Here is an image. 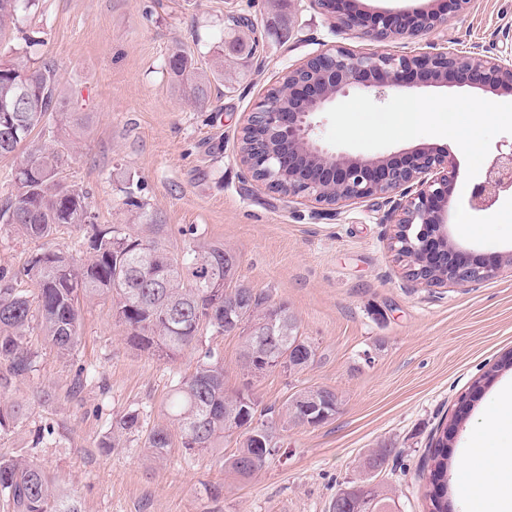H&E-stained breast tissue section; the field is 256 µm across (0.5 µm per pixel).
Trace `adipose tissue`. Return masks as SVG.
Returning <instances> with one entry per match:
<instances>
[{
	"label": "adipose tissue",
	"mask_w": 512,
	"mask_h": 512,
	"mask_svg": "<svg viewBox=\"0 0 512 512\" xmlns=\"http://www.w3.org/2000/svg\"><path fill=\"white\" fill-rule=\"evenodd\" d=\"M486 426L493 441L470 442L464 460L476 465L475 477L489 495L493 512H512V384L496 394Z\"/></svg>",
	"instance_id": "adipose-tissue-1"
}]
</instances>
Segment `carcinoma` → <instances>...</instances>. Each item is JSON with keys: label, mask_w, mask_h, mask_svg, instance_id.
Masks as SVG:
<instances>
[{"label": "carcinoma", "mask_w": 512, "mask_h": 512, "mask_svg": "<svg viewBox=\"0 0 512 512\" xmlns=\"http://www.w3.org/2000/svg\"><path fill=\"white\" fill-rule=\"evenodd\" d=\"M32 0H0V32L15 23L21 5ZM0 158L13 157L49 114L65 127L82 128L88 114L68 108L58 94L55 65L47 60L34 66L28 56L0 57ZM169 74L200 104L208 97L207 76L198 71L196 60L176 50L167 60ZM65 153L53 143L32 146L15 168V192L0 205V223L10 225L36 240H49L61 226L94 224L88 197L59 180ZM125 204L142 222L140 232L94 229L89 240L92 259L80 262L62 250L37 254L30 267L35 292L0 283V387L13 377L28 374L34 355L24 339L37 325L58 353L68 355L79 341L80 300L98 296L112 299L115 316L128 330L129 342L141 351L174 358L199 341L201 331L224 335V277L238 273L239 262L222 245L190 246L174 257L162 245L164 225L157 223L133 186H128ZM252 305V317L261 326L244 335L241 357L251 372L266 362L275 367L282 355L269 336H285L296 345L294 366L310 365L316 349L298 336L296 317L284 303L273 304L270 296L252 288H236ZM323 388L300 391L276 410L259 409V402L246 390H224V360L207 350L194 372L177 380L168 399L171 424L181 433L182 447L198 457L214 458L223 453L224 439L236 436L238 451L225 459L232 473L251 478L279 451V425L300 424L304 407L321 401ZM273 447H263L252 437L255 416ZM20 409L0 405V434L8 433L20 419ZM144 435L143 447L154 460L165 458L170 448V429L165 425L143 428L138 412H128L112 422L103 447H123L129 433ZM394 448L381 444L360 465L359 476L349 487L362 488L374 512H391L389 498L375 479L393 458ZM429 512H450L448 507V436L439 437L429 449ZM0 500L6 512H81L78 500L61 490L37 464L23 458L0 457ZM332 512H365V503L343 490L331 503Z\"/></svg>", "instance_id": "obj_1"}]
</instances>
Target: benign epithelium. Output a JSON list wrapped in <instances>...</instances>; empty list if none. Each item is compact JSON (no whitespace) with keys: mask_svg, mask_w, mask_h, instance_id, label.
I'll return each mask as SVG.
<instances>
[{"mask_svg":"<svg viewBox=\"0 0 512 512\" xmlns=\"http://www.w3.org/2000/svg\"><path fill=\"white\" fill-rule=\"evenodd\" d=\"M331 18L342 17L346 28L360 27L372 41L385 43L396 37L418 36L445 22L436 12L415 14H372L342 11L344 0H311ZM512 34L502 33V46L491 55L462 54L445 44L428 42L413 55H395L383 50L360 53L331 45L307 56L288 69V102L272 95L260 100L246 119V126L262 127L270 139L288 145L273 151L263 144L243 156L250 170L264 173L259 182L269 190L288 182V198H310L337 211L343 206L371 197L389 205L387 220L395 224L390 249L410 251L423 257L430 273L407 279L428 288L465 286L494 278L512 258L486 257L464 251L451 240L447 208L455 187V160L439 152L418 148L399 154L375 156L334 154L313 140V116L351 88L373 92L380 98L385 89L421 84L459 86L495 94H512ZM336 197L328 198V187ZM512 189V149L499 153L484 178L474 184L469 206L477 211L492 206L500 193ZM224 308L234 313L235 330L250 314L247 302L236 297L224 299Z\"/></svg>","mask_w":512,"mask_h":512,"instance_id":"7a95c632","label":"benign epithelium"}]
</instances>
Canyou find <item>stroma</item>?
<instances>
[{
	"instance_id": "35a3bbf8",
	"label": "stroma",
	"mask_w": 512,
	"mask_h": 512,
	"mask_svg": "<svg viewBox=\"0 0 512 512\" xmlns=\"http://www.w3.org/2000/svg\"><path fill=\"white\" fill-rule=\"evenodd\" d=\"M356 11H436L446 22L430 36L388 42V52L410 55L427 40L462 52L487 48L496 32L512 30V0H470L451 10L447 0H355ZM244 15L253 29L225 27ZM39 38L54 62L58 92L70 108L89 113L76 143L64 144L61 177L87 192L96 224L131 223L128 184L164 226L172 253L220 243L240 260L242 284L268 292L295 315L316 358L299 372L245 374L240 333L203 334L196 349L168 360L140 351L106 297L80 303V342L61 356L32 331L27 344L35 368L11 379L0 401L23 406L25 416L0 436V455L34 460L69 488L82 512H330L336 493L357 477L371 448L386 443L398 458L378 480L397 512H429L425 449L444 423H456L448 448V502L473 512L482 489L466 468L463 448L481 433L489 400L506 384L505 369L480 392L472 385L512 356V268L470 287L426 288L408 281L389 248L394 227L383 199L339 213L314 200L289 199L252 179L239 146L249 112L288 67L319 45L375 49L356 30L336 28L309 0H38L19 10L10 46ZM257 43L247 59H224V78L209 100L191 106L165 63L177 50L210 70L218 39ZM408 97L425 112L412 133L357 129L359 112L400 109ZM487 110L473 119V102ZM320 144L335 152L376 155L430 147L452 156L459 174L448 211V231L463 249L494 256L512 253V194L489 209L468 205L499 150L512 148V94L469 87L415 86L385 99L359 90L338 97L317 115ZM95 224V225H96ZM93 227V226H92ZM92 227L64 226L49 241L26 238L0 224V271L19 288L45 247L87 260ZM212 350L224 359V387H250L262 406H282L304 388L336 392L340 409L317 427L287 425L280 450L256 477L242 479L221 462L191 457L173 443L165 459L147 457L140 436L104 447L114 419L139 412L144 427L169 421L167 395L179 376ZM52 442L34 445L44 423ZM222 486L211 497V486Z\"/></svg>"
}]
</instances>
